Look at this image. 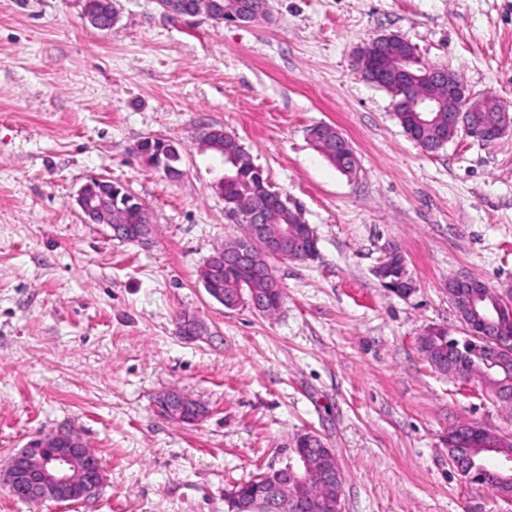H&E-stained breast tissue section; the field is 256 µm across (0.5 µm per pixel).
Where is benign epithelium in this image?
I'll return each mask as SVG.
<instances>
[{
    "instance_id": "benign-epithelium-1",
    "label": "benign epithelium",
    "mask_w": 512,
    "mask_h": 512,
    "mask_svg": "<svg viewBox=\"0 0 512 512\" xmlns=\"http://www.w3.org/2000/svg\"><path fill=\"white\" fill-rule=\"evenodd\" d=\"M164 15L169 17L204 16L218 17L227 23L246 21L248 14L237 3L224 5V0H158ZM395 38L388 34L374 38L359 48L356 54L360 60L354 61L357 69H369L372 55L368 54L371 45L382 46ZM480 97L474 94L460 78L448 80V125L461 129L467 135L482 141L500 138L512 128V106L499 102L496 111L498 121L491 129L463 124L460 112L469 103ZM76 203L85 220L90 224L103 223L112 231V236L127 242L137 243L146 236L139 224L112 223V189L104 177L90 178L78 191ZM265 204L256 202L245 211L248 239L235 253L236 261L249 267L252 265L256 248H269L280 259L288 258V238L294 234L288 227L280 230L277 242L267 237L265 224ZM207 294L225 308L233 310L249 306L259 313H265L261 302L256 298L239 295L232 303L224 302L217 288L206 289ZM500 327V310L485 311V318L468 325L472 336L485 334L491 328ZM179 333L186 339L195 341L204 336L202 325L192 317H186L178 325ZM512 347V336H504L498 347L484 350L483 361L488 365L500 362L502 353ZM158 413L170 420L196 422L206 414L205 407L188 398L178 390L166 392L158 401ZM454 467L465 477L478 483L484 482L485 471L477 465L468 453L452 459ZM319 474L330 486L336 485V477L342 474L336 453L331 448H320L316 454L297 453L296 463L283 468L272 469L261 476L266 497L263 500L234 499L230 504L232 512H297L305 502L310 507L319 505L310 496V480ZM9 492L24 501L54 500L58 502L80 501L93 496L104 481V469L99 457L85 446L80 436L68 434H47L29 441L22 449L8 458L6 470L0 475Z\"/></svg>"
}]
</instances>
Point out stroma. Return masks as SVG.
I'll return each mask as SVG.
<instances>
[{
	"label": "stroma",
	"mask_w": 512,
	"mask_h": 512,
	"mask_svg": "<svg viewBox=\"0 0 512 512\" xmlns=\"http://www.w3.org/2000/svg\"><path fill=\"white\" fill-rule=\"evenodd\" d=\"M112 2L99 30L83 0H0V468L34 436L75 432L105 473L78 502L0 484V512H227L226 493L285 466L308 431L336 452L343 512H512L445 441L463 424L512 437V406L418 349L429 327L467 334L449 278L512 287V132L426 152L353 63L396 34L512 103V0H269L267 16L218 25ZM319 123L349 141L354 173L314 146ZM207 126L234 133L317 236L314 259L273 260L274 314L225 309L199 279L245 233L195 143ZM150 137L179 146V180L133 156ZM99 175L147 204L148 244L83 220L77 192ZM392 248L416 284L406 298L375 275ZM184 314L203 339L179 335ZM172 389L207 415L162 417Z\"/></svg>",
	"instance_id": "obj_1"
}]
</instances>
